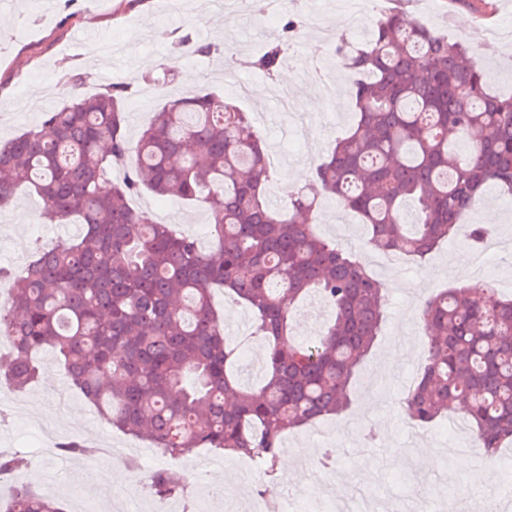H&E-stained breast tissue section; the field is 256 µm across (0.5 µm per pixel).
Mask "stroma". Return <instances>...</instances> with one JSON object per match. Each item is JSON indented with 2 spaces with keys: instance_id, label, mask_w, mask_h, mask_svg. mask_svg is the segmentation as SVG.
Instances as JSON below:
<instances>
[{
  "instance_id": "stroma-1",
  "label": "stroma",
  "mask_w": 512,
  "mask_h": 512,
  "mask_svg": "<svg viewBox=\"0 0 512 512\" xmlns=\"http://www.w3.org/2000/svg\"><path fill=\"white\" fill-rule=\"evenodd\" d=\"M363 10L354 13L349 0H300L302 14L316 23H302L294 38L293 60L284 64L277 80L244 69L228 68L221 56L194 57L182 54L178 40L188 34L195 40H215L222 29L220 47L241 57L259 54L267 42L283 31L289 8L272 17L255 15L251 0H0V15L10 25L0 28V141L9 140L36 125L40 112L31 111L37 100L57 107L71 90L66 72H88L92 79L86 93L101 90V71L113 81L139 80V90L129 105L127 133L137 137L152 110L163 99L188 90L186 74L197 84L224 90L242 111L250 113L270 150L279 151L275 171L278 183H290L298 168L312 169L324 158L336 139L346 132L353 110L351 75L336 62L333 47L337 23H344L347 41L362 39L361 28L380 9L375 0H362ZM407 12L418 22L448 37L483 46L493 42L487 54L491 90L512 92V0H411ZM316 58L327 77L338 87L328 98L332 123L315 125L309 102L315 86L305 85L309 58ZM134 207L152 212L157 220L194 234L210 247L207 211L174 198L143 193ZM43 203L33 192L18 189L10 205L0 211V267L15 272L27 264L37 244L57 245L75 240V227L48 224L41 218ZM496 209L497 237L512 235V196L489 188L464 224L483 223V211ZM316 233L323 239L367 256L366 228L358 216L335 200H326L315 215ZM465 236L444 242L424 261L400 257L398 264L375 268L385 286L387 316L381 332L359 370L348 409L340 415L292 430L282 441L283 453L294 462L283 473L275 495L260 498L261 480L241 474L244 461L224 459L201 450L192 462L211 486L226 482V504L263 499V512H328L334 500H346L352 512H366L372 502L388 503L392 512H482L491 471L475 473L458 465L448 419L420 426L419 437L407 431L399 400L422 369L417 351L401 360L390 357L398 334L407 333L424 342L425 333L410 311L416 296H429L445 288L470 283L460 259L469 253ZM38 380L16 390L0 380L4 403L0 410V451L24 446L36 451L28 472L54 475L55 497L67 512L78 501L99 502L108 485L134 482L136 472H150L171 465L168 457L135 448V438L108 425L83 395L71 387L64 367L52 350L38 353ZM53 427L58 439L79 437L90 445L111 448L108 458L41 454L42 435ZM435 448L432 461L416 454L419 444ZM335 449L336 463L323 467V449ZM139 471H132L130 462ZM135 483V482H134Z\"/></svg>"
}]
</instances>
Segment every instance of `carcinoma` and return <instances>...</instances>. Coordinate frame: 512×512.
I'll use <instances>...</instances> for the list:
<instances>
[{"mask_svg": "<svg viewBox=\"0 0 512 512\" xmlns=\"http://www.w3.org/2000/svg\"><path fill=\"white\" fill-rule=\"evenodd\" d=\"M367 35L336 39V59L360 76L353 122L283 212L267 196L265 140L221 91L166 100L133 143L126 124L138 82L88 95L86 76L70 75L69 102L0 144V210L25 183L44 202V221L76 216L83 225L71 243L34 249L23 275L0 268V341L11 346L0 376L25 389L39 376L35 354L48 347L112 427L172 459L198 448L247 457L267 478L264 492L274 490L283 437L347 408L385 318L382 283L368 265L314 234L320 198L360 217L373 250L422 258L456 235L487 187L512 194V95L491 92L482 52L403 9L379 12ZM179 45L190 56L222 54L210 43ZM291 48L278 37L257 55L227 60L274 80ZM102 181L112 182L109 192ZM144 190L205 205L213 248L134 208ZM491 234L487 224L466 230L473 248ZM216 286L252 310V335L267 342L257 385L233 371L237 347L211 302ZM489 292L471 283L421 303L425 364L399 406L419 424L462 408L476 446L493 459L512 440V298L489 304ZM310 294L332 316L319 335L297 339L292 309ZM60 452L95 449L71 439ZM27 466L0 452V480ZM147 488L182 497L188 481L157 469ZM0 512L65 507L19 482Z\"/></svg>", "mask_w": 512, "mask_h": 512, "instance_id": "1", "label": "carcinoma"}]
</instances>
